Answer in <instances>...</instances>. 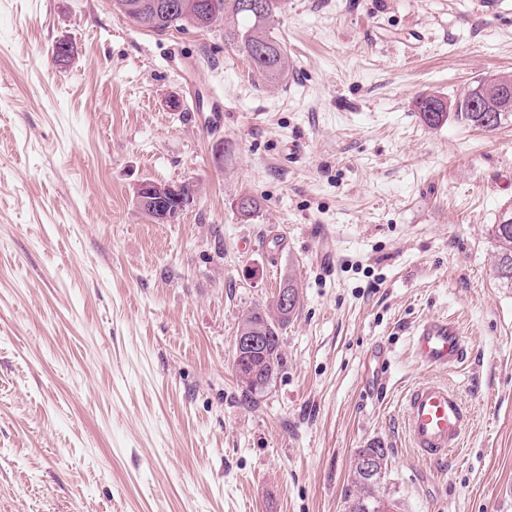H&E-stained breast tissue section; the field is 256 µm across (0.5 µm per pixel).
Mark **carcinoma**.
I'll return each mask as SVG.
<instances>
[{
  "instance_id": "cac0c4a2",
  "label": "carcinoma",
  "mask_w": 512,
  "mask_h": 512,
  "mask_svg": "<svg viewBox=\"0 0 512 512\" xmlns=\"http://www.w3.org/2000/svg\"><path fill=\"white\" fill-rule=\"evenodd\" d=\"M282 0H112L113 9L138 25L157 33L169 30L198 28L196 19L206 15L209 27H217L226 13L237 23L224 28V37L238 48L252 69L270 82L280 80L288 72L289 60L283 46L271 36L270 27L281 9ZM471 95L457 100V112H436L428 116V105L435 99L424 97L417 103L418 117L427 126H437L448 118L485 129L482 120L487 113L470 109ZM492 233L497 241L496 273L507 285H512V212L499 217ZM276 316L273 306L255 308L242 318L239 328L261 326L266 332V344L260 353L249 357L243 366L239 382L242 398L247 404L255 402L270 386L282 366L281 329L293 317ZM351 482L356 493L349 496L350 512H393V501L378 493V480L368 481L357 466H352Z\"/></svg>"
}]
</instances>
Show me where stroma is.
I'll use <instances>...</instances> for the list:
<instances>
[{
    "label": "stroma",
    "mask_w": 512,
    "mask_h": 512,
    "mask_svg": "<svg viewBox=\"0 0 512 512\" xmlns=\"http://www.w3.org/2000/svg\"><path fill=\"white\" fill-rule=\"evenodd\" d=\"M271 31L273 83L220 26L0 0V512H345L371 441L396 512H512V123L415 108L512 74V0H285ZM145 180L193 185L178 223ZM290 277L283 365L245 403L241 317ZM443 317L452 371L412 345ZM426 379L474 412L443 462L407 439ZM182 184H163L157 182H142L136 191L135 199L137 205L147 211H157V218L163 222L174 223L177 219L176 212H172L166 208V200L168 198H178L182 190ZM194 189L188 183L183 187L182 197L180 200H171L170 205L173 209H188L194 202ZM492 233L498 246L497 276L503 283L512 286V211L499 217L498 223L493 224ZM413 348L420 361L436 369H452L466 356L461 327L447 319L429 320L413 333Z\"/></svg>",
    "instance_id": "stroma-1"
}]
</instances>
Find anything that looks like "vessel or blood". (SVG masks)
<instances>
[{
	"label": "vessel or blood",
	"mask_w": 512,
	"mask_h": 512,
	"mask_svg": "<svg viewBox=\"0 0 512 512\" xmlns=\"http://www.w3.org/2000/svg\"><path fill=\"white\" fill-rule=\"evenodd\" d=\"M413 348L422 363L436 369L455 368L466 356L460 326L446 319L419 325ZM403 416L412 448L424 460L436 462L460 446L473 412L447 383L425 380L406 393Z\"/></svg>",
	"instance_id": "obj_1"
}]
</instances>
